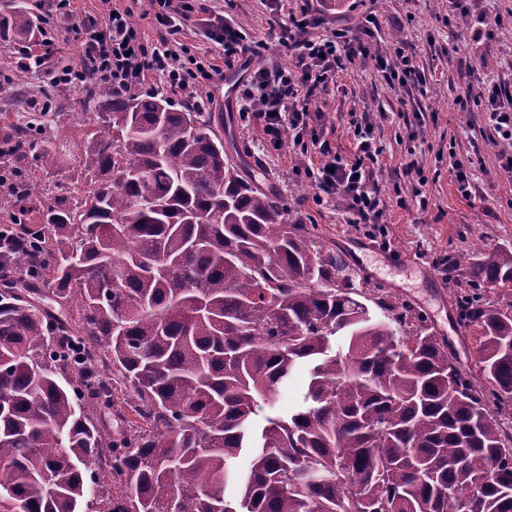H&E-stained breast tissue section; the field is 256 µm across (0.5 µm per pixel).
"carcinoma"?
Masks as SVG:
<instances>
[{
  "instance_id": "cac0c4a2",
  "label": "carcinoma",
  "mask_w": 512,
  "mask_h": 512,
  "mask_svg": "<svg viewBox=\"0 0 512 512\" xmlns=\"http://www.w3.org/2000/svg\"><path fill=\"white\" fill-rule=\"evenodd\" d=\"M37 29L0 16L1 42ZM84 109L80 198L0 246V512H512L511 251L448 262L463 363L413 302L358 290L316 225L288 223L226 155L224 121L100 83ZM301 362V404L255 425Z\"/></svg>"
}]
</instances>
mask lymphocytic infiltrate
I'll return each mask as SVG.
<instances>
[{
  "instance_id": "f902f5d3",
  "label": "lymphocytic infiltrate",
  "mask_w": 512,
  "mask_h": 512,
  "mask_svg": "<svg viewBox=\"0 0 512 512\" xmlns=\"http://www.w3.org/2000/svg\"><path fill=\"white\" fill-rule=\"evenodd\" d=\"M152 2L156 21L167 31L161 45L151 46L142 40L130 11L110 10L102 21L83 18L77 27L82 35L80 63L66 69L65 80L105 82L118 93L132 94L157 76L202 112L208 105L202 95L207 86L225 71H246V79L236 87L242 125L259 127L269 150L278 152L288 144L303 157L319 154L318 164L294 168L298 178L315 187V202L342 200L349 222L357 231L368 237L385 236V204L374 183L380 150L375 144L373 123L365 114L352 117L357 153L353 160L346 161L332 154L322 115L313 111L309 102L335 81L344 62L370 58L389 83L405 91L419 90L422 79L403 49H396V59L391 62L383 54L373 53L364 38L347 35L342 29L325 38H312L311 30L321 27L324 20L306 4L299 13L289 14L287 24L280 27L278 41L292 57L288 66L251 69L253 49L238 28L230 25L216 28L210 35L224 51V63L219 66L212 59L187 55L178 40L196 11L191 0ZM465 97L488 101L497 133L502 139L512 140V95L497 86L470 82Z\"/></svg>"
}]
</instances>
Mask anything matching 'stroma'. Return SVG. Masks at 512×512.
Segmentation results:
<instances>
[{
  "mask_svg": "<svg viewBox=\"0 0 512 512\" xmlns=\"http://www.w3.org/2000/svg\"><path fill=\"white\" fill-rule=\"evenodd\" d=\"M205 4V11L194 14L179 37L192 55L222 64L220 47L209 35L229 23L253 46L252 67L287 63V54L274 38L277 23L286 15L273 10L270 0ZM311 7L324 18L327 35L339 29L361 34L366 16H374L378 27L370 40L372 48L385 51L404 45L426 79L423 92L409 95L390 85L373 61H358L312 103L324 114L331 147L346 159L356 152L351 113L369 114L381 151L375 182L387 203L384 219L390 249L356 233L342 201L316 205L314 188L292 173L299 156L288 148L266 151L260 131L241 125L233 97L208 104L209 111L224 120V148L261 187L281 196L292 222L316 225L325 249L341 253L372 285L416 303L460 357L470 356L473 348L460 339L450 285L433 261L488 249L512 251V173L506 168L512 142L499 137L484 106L459 104L464 90L460 74L466 70L473 82L512 91V0H473L472 10L493 23L491 35L476 41L450 0H312ZM19 8L42 20L56 39L57 51L41 70L29 71L18 44L0 45V141L13 130L30 131L22 167L12 171L0 166V175L6 178L0 197L8 195L9 184L17 183L33 188L47 204L58 196L77 195L86 175L84 145L93 116L84 109V90L56 79L63 68L78 61L80 36L53 0H0V15ZM43 93L51 97L53 111H30L26 99ZM453 155L472 163L469 195L458 191L449 170ZM412 160L426 178L424 206L413 198L404 174Z\"/></svg>",
  "mask_w": 512,
  "mask_h": 512,
  "instance_id": "stroma-1",
  "label": "stroma"
}]
</instances>
